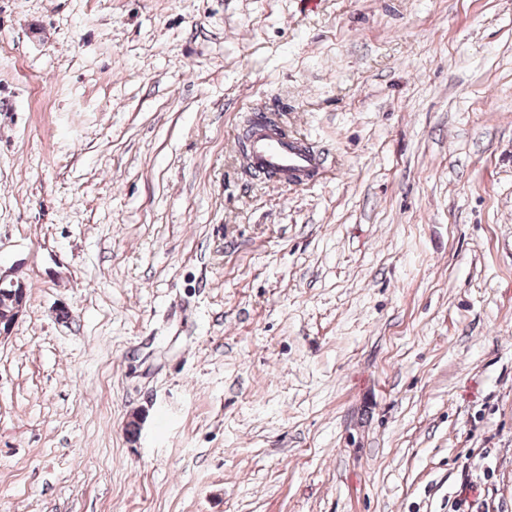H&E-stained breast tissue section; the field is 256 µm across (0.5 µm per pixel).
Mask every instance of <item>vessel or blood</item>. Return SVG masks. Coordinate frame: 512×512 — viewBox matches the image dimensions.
<instances>
[{
	"label": "vessel or blood",
	"mask_w": 512,
	"mask_h": 512,
	"mask_svg": "<svg viewBox=\"0 0 512 512\" xmlns=\"http://www.w3.org/2000/svg\"><path fill=\"white\" fill-rule=\"evenodd\" d=\"M325 161L324 153L307 144L305 137L289 132L277 114L271 126L257 129L245 159L248 167L269 173L274 186L309 181L323 170Z\"/></svg>",
	"instance_id": "b4317fda"
}]
</instances>
